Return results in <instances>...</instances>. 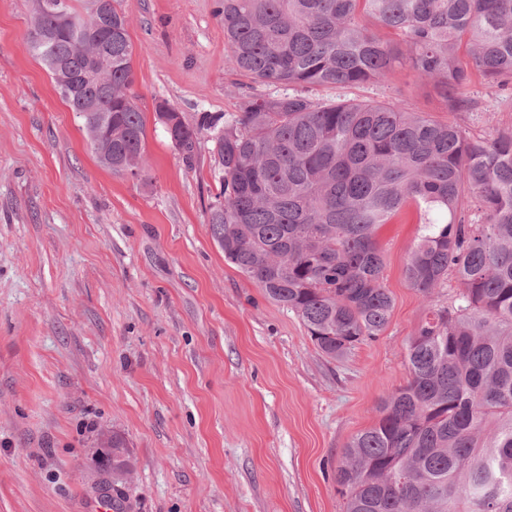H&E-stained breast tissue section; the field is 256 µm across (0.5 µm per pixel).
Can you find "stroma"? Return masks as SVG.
I'll return each instance as SVG.
<instances>
[{
  "label": "stroma",
  "instance_id": "obj_1",
  "mask_svg": "<svg viewBox=\"0 0 512 512\" xmlns=\"http://www.w3.org/2000/svg\"><path fill=\"white\" fill-rule=\"evenodd\" d=\"M219 0H120L145 125L140 176L102 167L82 123L29 52V0H0V512H345L347 443L407 382L428 314L404 279L418 227H380L387 329L326 358L296 315L225 262L208 214L212 144L186 162L156 105L187 123L237 111ZM319 98L392 99L470 132L512 126V91L474 81L446 112L409 72ZM131 472L103 497V435Z\"/></svg>",
  "mask_w": 512,
  "mask_h": 512
}]
</instances>
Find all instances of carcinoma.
<instances>
[{"mask_svg":"<svg viewBox=\"0 0 512 512\" xmlns=\"http://www.w3.org/2000/svg\"><path fill=\"white\" fill-rule=\"evenodd\" d=\"M29 51L81 118L98 161L143 169L133 45L118 0H30ZM228 71L283 92L236 112L179 119L187 160L212 143L224 260L293 312L331 359L387 328L380 226L420 225L407 285L433 303L404 356L407 385L347 445L345 512H512V127L473 134L395 100L336 99L317 87L431 81L449 112L476 79L512 90V0H220ZM454 278L448 305L436 290ZM107 459L128 472L125 441Z\"/></svg>","mask_w":512,"mask_h":512,"instance_id":"obj_1","label":"carcinoma"}]
</instances>
